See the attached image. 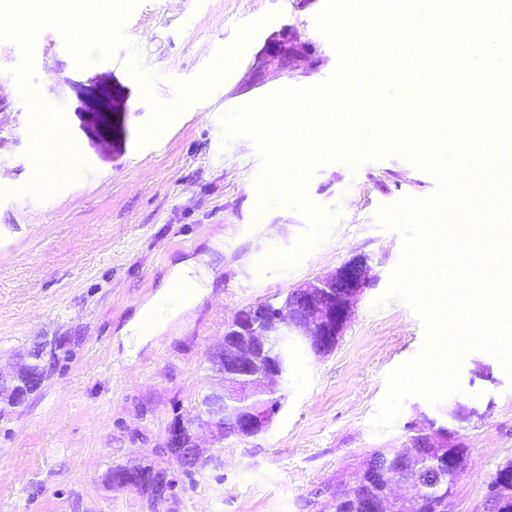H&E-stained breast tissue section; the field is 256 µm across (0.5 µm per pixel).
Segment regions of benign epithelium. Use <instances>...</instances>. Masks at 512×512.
I'll return each instance as SVG.
<instances>
[{"label":"benign epithelium","mask_w":512,"mask_h":512,"mask_svg":"<svg viewBox=\"0 0 512 512\" xmlns=\"http://www.w3.org/2000/svg\"><path fill=\"white\" fill-rule=\"evenodd\" d=\"M311 53V45L302 40L299 32L292 30L288 32V57L280 59L281 66L292 72L296 69L298 57L302 54L309 56ZM373 279L368 258L357 255L327 276L297 288L291 301L284 303L272 315L257 307L241 310L237 315L236 328L237 335L244 337V347L241 350L234 346L230 347L231 356L235 357V361L233 369L224 373V383L231 384V387H224L215 392V395L223 399L241 396L238 371L249 370L251 362L255 360L254 353L264 350L274 337L294 338L310 348L317 336H342L356 306L365 290L372 285ZM285 374V366L281 362L259 374L257 383L251 391L273 394L276 385L282 381ZM276 414V410L266 405L241 407L233 413L237 425L231 430L230 435L239 438L255 437L270 427ZM474 415L475 412L459 406L449 413L453 422L451 426L439 425L433 419L427 420L425 425L417 428V434L422 437L421 447H460L463 444L461 423L470 420ZM185 427L191 433L192 444L184 448L181 433ZM223 435V423L198 410L191 424L179 422L169 427L166 442L181 449L183 461L193 464L197 461L199 452L203 450V437L207 436L216 441ZM400 487V483L394 485L392 496L384 507L392 512H418L419 499L408 489L400 492Z\"/></svg>","instance_id":"1"}]
</instances>
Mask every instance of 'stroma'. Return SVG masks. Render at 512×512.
Wrapping results in <instances>:
<instances>
[{
  "mask_svg": "<svg viewBox=\"0 0 512 512\" xmlns=\"http://www.w3.org/2000/svg\"><path fill=\"white\" fill-rule=\"evenodd\" d=\"M323 0H139L109 59L78 65L62 35L43 27L32 83L61 107L89 168L47 198L29 189L28 112L13 91L23 47L0 39V367L36 338L67 336L74 356L26 406L0 412V506L6 512H334L337 480L378 448H400L408 425L475 408L469 465L454 512H485L487 485L512 459V375L472 349L458 392L437 403L412 394L386 428L374 419L388 375L425 346L422 320L390 291L402 231L378 211L432 198L430 172L395 155L357 167H314L310 201L328 211L327 235L298 265H268L308 228L297 210L257 213L263 160L255 140L224 128L226 112L283 88L313 87L338 56L314 17ZM312 43L295 73L280 65L289 31ZM112 98L108 130L96 121ZM366 256L375 281L335 350L298 351L269 430L209 447L214 461L193 489L152 500L107 482L110 469L148 466L176 475L166 431L195 411L216 377L207 362L235 314L280 302L346 260ZM203 260L201 299L151 329L127 331L172 267Z\"/></svg>",
  "mask_w": 512,
  "mask_h": 512,
  "instance_id": "1",
  "label": "stroma"
}]
</instances>
